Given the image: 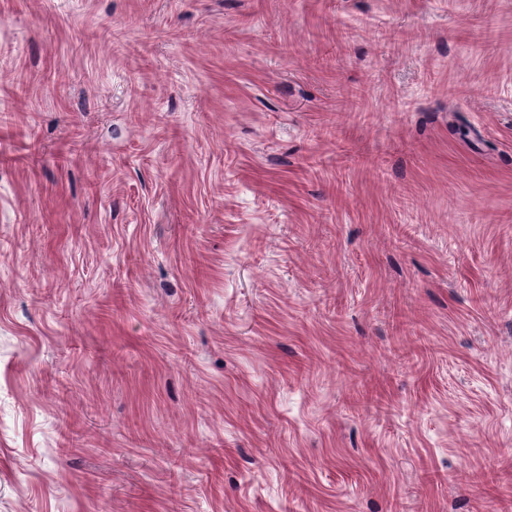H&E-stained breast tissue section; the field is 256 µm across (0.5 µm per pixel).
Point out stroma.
I'll return each mask as SVG.
<instances>
[{"label": "stroma", "mask_w": 512, "mask_h": 512, "mask_svg": "<svg viewBox=\"0 0 512 512\" xmlns=\"http://www.w3.org/2000/svg\"><path fill=\"white\" fill-rule=\"evenodd\" d=\"M0 512H512V0H0Z\"/></svg>", "instance_id": "obj_1"}]
</instances>
